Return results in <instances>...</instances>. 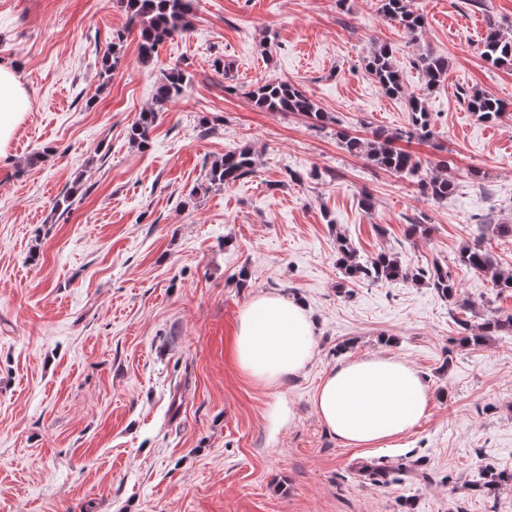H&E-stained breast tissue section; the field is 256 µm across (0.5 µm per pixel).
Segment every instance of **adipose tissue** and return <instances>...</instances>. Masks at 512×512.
<instances>
[{
    "instance_id": "1",
    "label": "adipose tissue",
    "mask_w": 512,
    "mask_h": 512,
    "mask_svg": "<svg viewBox=\"0 0 512 512\" xmlns=\"http://www.w3.org/2000/svg\"><path fill=\"white\" fill-rule=\"evenodd\" d=\"M30 107L15 69L0 64V155ZM314 323L302 301L278 293L258 295L238 316L237 366L255 381L274 385L300 374L314 356ZM423 377L388 355L348 360L318 387L314 407L342 444L371 447L410 432L424 417Z\"/></svg>"
}]
</instances>
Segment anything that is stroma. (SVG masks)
<instances>
[{"label":"stroma","instance_id":"obj_1","mask_svg":"<svg viewBox=\"0 0 512 512\" xmlns=\"http://www.w3.org/2000/svg\"><path fill=\"white\" fill-rule=\"evenodd\" d=\"M412 4L427 21L417 39L376 0H194L153 70L130 35L107 77L120 0H0V62L31 101L0 156V512H512V487L478 479L512 473V338L456 341L458 320L511 315L512 296L455 265L478 241L512 271V236L494 230L512 225V68L481 56L487 20L512 34V0ZM377 43L410 92H424L420 54L448 59L426 92L434 137L406 146L449 161L445 203L337 138L408 125L364 68ZM174 66L184 98L132 144ZM263 78L295 82L324 127L257 109ZM464 89L506 113L480 120ZM245 145L254 175L208 186L211 164ZM413 218L425 233L409 234ZM340 234L364 258L455 266L458 303L410 281L342 285ZM266 292L299 297L315 322L314 358L274 388L234 359L238 315ZM374 353L423 375L426 415L388 443L346 446L314 396L332 367ZM372 467L406 475L375 481Z\"/></svg>","mask_w":512,"mask_h":512}]
</instances>
